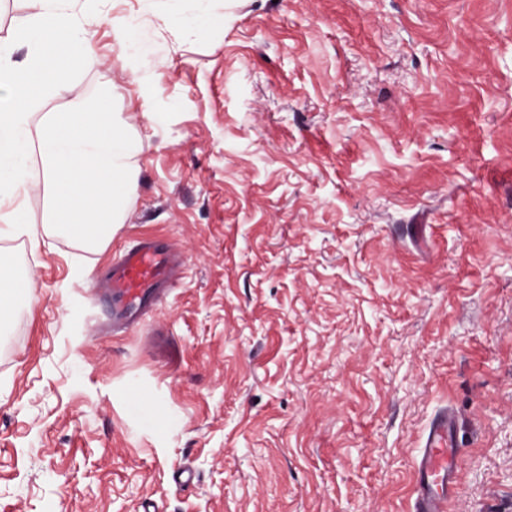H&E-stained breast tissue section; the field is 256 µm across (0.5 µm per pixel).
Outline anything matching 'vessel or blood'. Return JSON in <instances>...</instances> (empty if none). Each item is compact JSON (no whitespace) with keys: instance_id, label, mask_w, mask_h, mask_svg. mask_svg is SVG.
<instances>
[{"instance_id":"vessel-or-blood-1","label":"vessel or blood","mask_w":512,"mask_h":512,"mask_svg":"<svg viewBox=\"0 0 512 512\" xmlns=\"http://www.w3.org/2000/svg\"><path fill=\"white\" fill-rule=\"evenodd\" d=\"M181 253L171 240L140 238L113 257L98 288L112 304V330L139 325L176 282ZM460 456L456 419L442 415L431 427L416 461L412 512H448L455 495Z\"/></svg>"}]
</instances>
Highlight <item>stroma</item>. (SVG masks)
Listing matches in <instances>:
<instances>
[{
  "instance_id": "stroma-1",
  "label": "stroma",
  "mask_w": 512,
  "mask_h": 512,
  "mask_svg": "<svg viewBox=\"0 0 512 512\" xmlns=\"http://www.w3.org/2000/svg\"><path fill=\"white\" fill-rule=\"evenodd\" d=\"M67 7L100 59L69 84L157 116L106 246L39 195V246L0 238L35 281L0 331V512H411L448 410L449 512H512V0ZM27 13L0 0L16 63ZM146 234L181 278L109 334L78 283Z\"/></svg>"
}]
</instances>
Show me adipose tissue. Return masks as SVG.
<instances>
[{"instance_id":"obj_1","label":"adipose tissue","mask_w":512,"mask_h":512,"mask_svg":"<svg viewBox=\"0 0 512 512\" xmlns=\"http://www.w3.org/2000/svg\"><path fill=\"white\" fill-rule=\"evenodd\" d=\"M29 13L17 31L34 56L24 64L0 62V237H27L38 246V227L16 200L38 194L51 224L88 246L106 243L122 219L124 201L137 189L136 157L143 145L130 120L115 116L109 96L91 108L34 110L47 89L64 87L69 73L97 64L93 35L79 29L62 0H26ZM38 154L40 177L27 179ZM33 280L0 254V321L15 301L31 298Z\"/></svg>"}]
</instances>
